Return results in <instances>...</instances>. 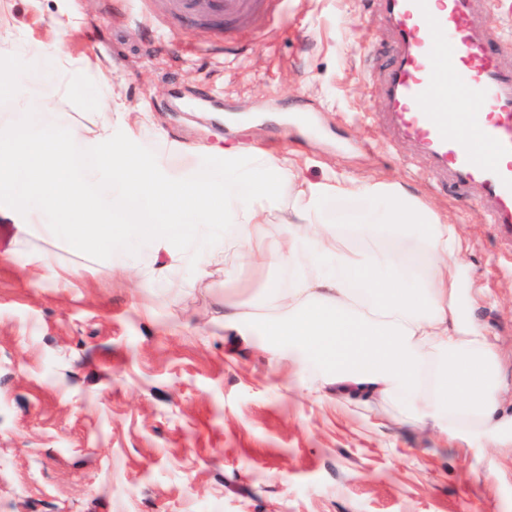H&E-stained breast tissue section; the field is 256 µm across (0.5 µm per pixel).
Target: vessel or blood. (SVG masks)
Segmentation results:
<instances>
[{
  "label": "vessel or blood",
  "instance_id": "1",
  "mask_svg": "<svg viewBox=\"0 0 512 512\" xmlns=\"http://www.w3.org/2000/svg\"><path fill=\"white\" fill-rule=\"evenodd\" d=\"M393 33L383 122L437 178L480 192V215L512 230V65L487 26V0H377ZM164 17L221 26L274 0H157ZM485 104L482 112L474 104Z\"/></svg>",
  "mask_w": 512,
  "mask_h": 512
}]
</instances>
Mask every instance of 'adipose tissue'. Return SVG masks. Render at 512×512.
<instances>
[{"instance_id":"adipose-tissue-1","label":"adipose tissue","mask_w":512,"mask_h":512,"mask_svg":"<svg viewBox=\"0 0 512 512\" xmlns=\"http://www.w3.org/2000/svg\"><path fill=\"white\" fill-rule=\"evenodd\" d=\"M77 25L60 13L53 38L27 47L57 57L53 97L23 87L15 31L0 25V220L18 240L63 238L121 256L145 243L150 278L167 280L188 267L206 275L226 244L238 245L255 272L285 277L248 302L225 295L206 318L268 350L312 402L337 399L366 417L393 406L403 425L442 443L512 447L497 340L469 314L455 225L398 183L333 173L309 182L290 152L232 144L214 151L206 176L194 160L175 164L179 149L145 154L151 117L115 93L98 99L91 125L30 122L87 92L89 65L62 48ZM78 142L97 159L102 191L73 169Z\"/></svg>"}]
</instances>
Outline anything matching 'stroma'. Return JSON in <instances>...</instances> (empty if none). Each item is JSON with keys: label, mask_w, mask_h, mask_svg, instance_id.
I'll return each instance as SVG.
<instances>
[{"label": "stroma", "mask_w": 512, "mask_h": 512, "mask_svg": "<svg viewBox=\"0 0 512 512\" xmlns=\"http://www.w3.org/2000/svg\"><path fill=\"white\" fill-rule=\"evenodd\" d=\"M79 15L64 50L102 62L150 112L145 153L243 143L328 171L402 184L466 242L512 408V237L394 141L380 114L391 38L376 0H286L275 18L167 33L136 0H0L21 41L59 10ZM51 250L64 276L42 279ZM64 243L0 240V512H512V447L441 446L394 408L365 420L318 406L263 350L223 324L224 272L145 284L153 262Z\"/></svg>", "instance_id": "35a3bbf8"}]
</instances>
